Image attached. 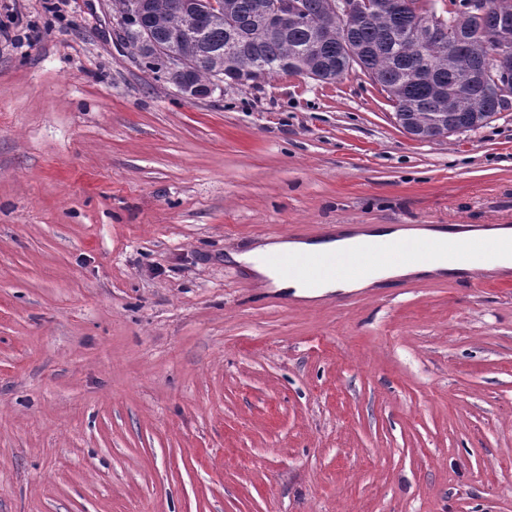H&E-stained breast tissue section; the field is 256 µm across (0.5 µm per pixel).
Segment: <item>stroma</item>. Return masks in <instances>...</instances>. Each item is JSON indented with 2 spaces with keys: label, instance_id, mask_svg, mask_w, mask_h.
Returning a JSON list of instances; mask_svg holds the SVG:
<instances>
[{
  "label": "stroma",
  "instance_id": "stroma-1",
  "mask_svg": "<svg viewBox=\"0 0 512 512\" xmlns=\"http://www.w3.org/2000/svg\"><path fill=\"white\" fill-rule=\"evenodd\" d=\"M112 0H0V512H512V283L315 300L225 251L512 225V108L418 140L360 68L189 102Z\"/></svg>",
  "mask_w": 512,
  "mask_h": 512
}]
</instances>
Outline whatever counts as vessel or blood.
<instances>
[{
  "label": "vessel or blood",
  "mask_w": 512,
  "mask_h": 512,
  "mask_svg": "<svg viewBox=\"0 0 512 512\" xmlns=\"http://www.w3.org/2000/svg\"><path fill=\"white\" fill-rule=\"evenodd\" d=\"M507 257H512V237L464 234L419 240L373 229L351 236L348 246L340 249L327 246L309 253L268 254L260 261L281 277L298 276L306 288L315 290L331 280L362 278L384 267L417 263L462 266L471 278Z\"/></svg>",
  "instance_id": "1"
}]
</instances>
